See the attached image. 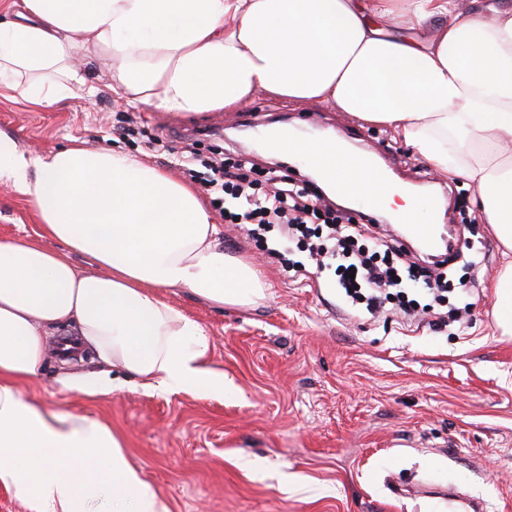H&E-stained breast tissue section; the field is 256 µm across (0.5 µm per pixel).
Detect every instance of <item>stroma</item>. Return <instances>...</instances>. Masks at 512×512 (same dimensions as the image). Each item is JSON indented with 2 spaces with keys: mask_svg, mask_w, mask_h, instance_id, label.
Returning <instances> with one entry per match:
<instances>
[{
  "mask_svg": "<svg viewBox=\"0 0 512 512\" xmlns=\"http://www.w3.org/2000/svg\"><path fill=\"white\" fill-rule=\"evenodd\" d=\"M93 91L64 107L33 106L0 85V131L40 157L71 142L120 149L185 178L182 146L197 158L249 160L260 177L278 154L256 141L293 128L327 132L380 158L419 197L445 198L454 247L448 277L463 280L468 310L442 328L352 313L327 279L289 277L237 228H221L225 253L265 277V298L216 308L184 288L166 300L210 340L212 367L233 392L214 398L146 391L133 381L107 395L81 386L112 368L93 350L49 357L24 398L59 416L110 426L141 479L169 512H448L439 498H394L397 485L455 484L484 512H512V337L501 335L489 286L502 256L472 199L475 187L437 175L385 128L325 105L296 108L256 95L239 112L171 115L116 100L104 67H87ZM38 218L0 185V238H34ZM479 264H469L470 255ZM74 385L63 388L61 378Z\"/></svg>",
  "mask_w": 512,
  "mask_h": 512,
  "instance_id": "35a3bbf8",
  "label": "stroma"
}]
</instances>
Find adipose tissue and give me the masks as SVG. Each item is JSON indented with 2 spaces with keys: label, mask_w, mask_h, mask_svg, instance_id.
Instances as JSON below:
<instances>
[{
  "label": "adipose tissue",
  "mask_w": 512,
  "mask_h": 512,
  "mask_svg": "<svg viewBox=\"0 0 512 512\" xmlns=\"http://www.w3.org/2000/svg\"><path fill=\"white\" fill-rule=\"evenodd\" d=\"M402 7L414 28L382 25ZM111 61L116 98L172 114L237 111L257 93L324 104L391 130L431 168L477 190L481 223L507 254L493 281L498 328L512 335V0H21L0 11V80L35 106L84 89L80 64ZM337 197L368 198L421 223L413 195L374 164L293 141ZM35 209L42 235L88 257L79 271L38 241L0 238V474L41 512H169L129 465L110 427L61 421L18 389L46 338L76 324L82 345L148 391L221 396L199 324L163 300L186 288L217 307L264 299L266 283L225 256L196 188L114 150L29 158L0 132V185Z\"/></svg>",
  "instance_id": "1"
}]
</instances>
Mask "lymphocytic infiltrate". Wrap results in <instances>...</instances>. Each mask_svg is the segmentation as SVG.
<instances>
[{"instance_id": "f902f5d3", "label": "lymphocytic infiltrate", "mask_w": 512, "mask_h": 512, "mask_svg": "<svg viewBox=\"0 0 512 512\" xmlns=\"http://www.w3.org/2000/svg\"><path fill=\"white\" fill-rule=\"evenodd\" d=\"M191 177H202L214 201L236 200L232 210H223L226 221L247 227L252 236L277 232L286 245H296L306 260L287 265L291 276H306L333 268V288L356 310L370 315L402 314L415 317L420 305L411 288L427 285L432 301H440L448 280L441 261L431 266H411L402 260V249L386 240L367 241L354 217L332 210L309 191L297 188L288 175L273 176L268 191L243 173L241 165L225 168L222 160L204 162L190 169Z\"/></svg>"}]
</instances>
